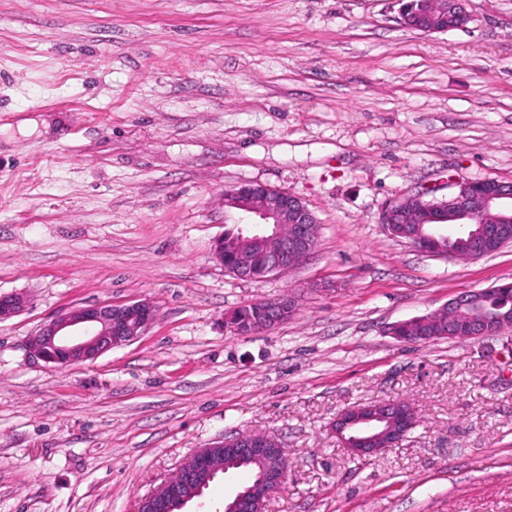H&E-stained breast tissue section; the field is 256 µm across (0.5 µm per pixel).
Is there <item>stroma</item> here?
<instances>
[{
	"label": "stroma",
	"instance_id": "1",
	"mask_svg": "<svg viewBox=\"0 0 512 512\" xmlns=\"http://www.w3.org/2000/svg\"><path fill=\"white\" fill-rule=\"evenodd\" d=\"M447 32L399 0H0V512H137L194 451L246 432L288 454L266 512H512V327L397 341V322L512 282V245L435 257L384 205L455 179L512 182V0H462ZM301 198L318 241L261 281L212 259L224 192ZM294 315L226 331L244 304ZM150 299L95 362L33 361L61 309ZM419 423L360 459L341 411ZM262 303L266 308L260 326L252 328L251 331L244 335L252 334L258 330L274 328L286 322L293 312V303L291 300L270 299L262 302L259 301L246 306H240L233 310L227 315V319L230 323L235 325L229 326L225 323V328L229 329L234 334L241 335L238 330L239 327L242 333H246L251 322L259 316ZM399 402L400 401H379L367 404L372 405L373 407L366 409V411L372 410L377 414V417L388 422L390 427L389 432H394L392 437L384 439V434L380 435L378 432L374 433L371 430H368L361 436L359 447L350 448L349 440L346 437V431L352 423L351 421H348L349 415L347 409L342 411L336 418V422L334 424L336 436L340 437L347 450L359 458L370 457L381 450L396 446L406 435L403 413L399 406Z\"/></svg>",
	"mask_w": 512,
	"mask_h": 512
}]
</instances>
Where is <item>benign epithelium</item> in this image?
I'll use <instances>...</instances> for the list:
<instances>
[{"label": "benign epithelium", "mask_w": 512, "mask_h": 512, "mask_svg": "<svg viewBox=\"0 0 512 512\" xmlns=\"http://www.w3.org/2000/svg\"><path fill=\"white\" fill-rule=\"evenodd\" d=\"M404 23L416 30L433 33L437 28L408 13L402 4ZM457 191L442 203L452 208L448 219L473 224L468 232V247L459 252L448 248L449 257L476 258L499 249L501 225L512 223V184L496 180L458 181ZM239 214L240 237L266 248L265 275L282 272L309 254L316 244V218L294 194L260 183H244L224 191ZM255 261L253 253H235L233 266L225 272L238 280H251ZM484 291L458 294L442 310L448 312V335L455 338L491 336V320L477 310ZM28 300L21 294L0 295V322L24 310ZM260 326L252 331L268 330L288 320L293 312L290 300L264 302ZM157 317L153 302L143 299L127 303L100 302L73 306L44 322L30 343L32 357L46 364L67 368L93 362L107 351L130 343L149 329ZM372 411L387 422L393 436L366 431L357 448L350 447L346 431L351 426L348 411L336 418L334 429L344 447L360 458L370 457L399 444L406 435L402 409L397 401L372 403ZM233 457L236 465L257 467V474L232 498L224 500V512H265L271 494L280 488L288 474V458L272 436L252 432L226 438L216 444ZM229 473L228 463L213 457L203 448L181 464L176 476L157 491L141 499L139 506L149 505L153 512H183L193 499L203 495L219 474Z\"/></svg>", "instance_id": "obj_1"}]
</instances>
